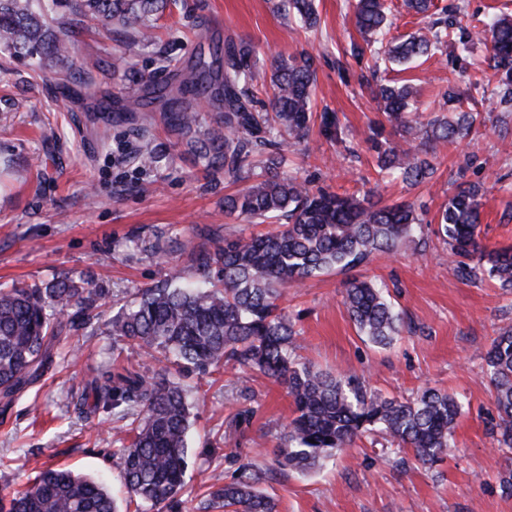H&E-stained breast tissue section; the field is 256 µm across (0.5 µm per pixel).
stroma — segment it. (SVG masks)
<instances>
[{
    "mask_svg": "<svg viewBox=\"0 0 512 512\" xmlns=\"http://www.w3.org/2000/svg\"><path fill=\"white\" fill-rule=\"evenodd\" d=\"M274 2L179 0L156 21L154 40L130 59L120 36L106 38L99 28L84 31L81 41L113 66L110 77L98 78V90L132 98L141 93L139 77L163 85L190 57L209 62L226 42L249 44L260 109L269 106L276 58L301 51L314 57L313 111L337 113L344 135L337 141L312 125L307 139L289 148L288 171L314 189L371 190L386 203H412L423 215L421 235L429 246L376 256L289 289L283 305L301 333L300 355L318 370L363 374L384 397L407 398L426 388L454 395L462 404L456 447L432 466L411 456L400 465L382 438L368 436L308 474L282 471L274 451L293 414L285 389L239 368L194 374L188 383L206 399L191 414L186 510L203 512L206 487L248 463L267 471L263 488L278 499L280 512H512V494L500 485L512 470V449L496 441L498 416L483 359L492 340L512 328V293L492 280L460 278L436 224L463 177L483 190L481 244L512 247V114L498 112L492 98L488 52L478 43L456 59L436 55L377 70L371 57L352 55L361 36L347 0H315L313 29L284 20ZM474 77L479 86L471 85ZM371 81L413 84L430 111L452 85L464 109L474 112L475 130L466 141L430 145L437 166L431 180L411 187L380 173L368 151L346 155L345 144L362 142L381 116ZM91 106L88 99L62 100L26 61H12L9 75H0V283L81 278L116 308L164 281L172 267L196 281L186 258L151 255L142 244L203 229L221 237L250 232L251 224L224 214L223 173L205 170L161 117L130 112L115 123ZM146 142L166 149L150 168L130 160ZM353 278L388 285L402 317L390 347L372 344L351 321L344 290ZM123 346L101 322L68 332L44 376L0 410V459L14 467L16 489L47 467L65 465L105 479L126 504L111 412L85 414L75 405ZM74 349L79 357H71Z\"/></svg>",
    "mask_w": 512,
    "mask_h": 512,
    "instance_id": "stroma-1",
    "label": "stroma"
}]
</instances>
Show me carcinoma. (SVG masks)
I'll return each instance as SVG.
<instances>
[{
    "mask_svg": "<svg viewBox=\"0 0 512 512\" xmlns=\"http://www.w3.org/2000/svg\"><path fill=\"white\" fill-rule=\"evenodd\" d=\"M174 0H0V52L29 60L45 81L57 88L79 83L94 86L99 61L85 60L72 69L79 35L89 24L114 25L132 53L153 39L154 21ZM408 9L427 19L404 40L388 38L385 0H350L363 45L354 57L368 54L374 66L405 63L434 55L458 56L473 40L491 45L489 67L495 71L497 106L512 112V18L492 15L474 33L454 30L448 7L433 17L432 0H405ZM276 11L296 17L307 28L318 24L312 0H278ZM251 51L224 45L223 69L202 59L191 78L167 93L163 118L176 131L190 133L198 123L189 97L217 113L203 137L189 142L191 153L208 169L224 171V181L246 186L224 196V213L249 224L277 223L273 231L239 234L220 241H168L165 252L188 257L209 286L194 287L173 269L163 282L145 288L134 301L108 319L112 335L139 349L156 363L150 372L119 364L88 384L82 405L112 411L119 433L121 477L129 498L160 512H182L181 493L190 463L187 435L194 401L181 376L215 371L226 364L260 371L282 385L294 417L275 450L279 466L305 473L355 439L379 433L397 450L412 449L433 464L455 447L454 431L461 403L447 393L425 389L413 399L382 398L365 379L351 372L332 375L300 361L298 332L281 306L284 293L335 270L368 262L374 254L394 255L418 249L422 220L406 202L384 204L375 193H337L312 189L283 167L288 142L309 134L310 99L315 81L313 56L276 59L270 111L255 109L251 86ZM373 93L383 103L385 122L370 128L365 142L376 153L380 171L417 186L436 167L420 156L409 137L420 132L427 143L454 142L471 135L476 116L465 110L453 119L434 114L423 120L418 91L408 84H378ZM122 112L146 111L148 103L121 97ZM108 100L101 111H112ZM390 126L398 138L383 136ZM324 134L342 140L334 112L320 114ZM481 187L460 183L439 212L438 224L457 275L488 277L512 288V249L480 246ZM101 293L72 278L40 285L0 287V402L8 408L16 396L38 381L53 362L55 331L78 329L99 307ZM345 304L359 332L386 346L401 331L402 318L371 280H353ZM485 362L495 389L497 442L512 448V331L493 340ZM264 473L242 464L231 480L213 485L205 509L222 512H278L276 499L261 489ZM11 466L0 462V512H120L100 479L68 467L42 470L30 486L11 490Z\"/></svg>",
    "mask_w": 512,
    "mask_h": 512,
    "instance_id": "1",
    "label": "carcinoma"
}]
</instances>
